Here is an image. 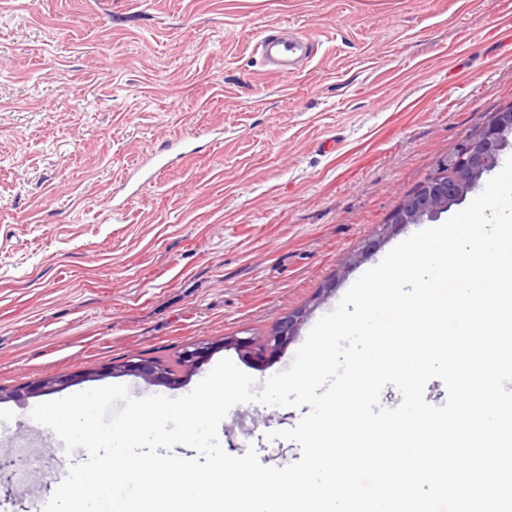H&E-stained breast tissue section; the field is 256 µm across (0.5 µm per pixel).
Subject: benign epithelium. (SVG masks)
Wrapping results in <instances>:
<instances>
[{"mask_svg": "<svg viewBox=\"0 0 512 512\" xmlns=\"http://www.w3.org/2000/svg\"><path fill=\"white\" fill-rule=\"evenodd\" d=\"M511 134L512 104H508L475 134L456 144L453 152L456 160L451 176H430L417 190L403 197L390 221L380 225L375 238L362 244L346 261V265L352 266L366 260L397 229L432 219L448 210L452 204L465 200L483 176L498 165ZM307 319L308 313L303 309L282 317L263 347L256 346L250 337L235 336L228 344L237 350L243 360L260 364L287 346L298 335ZM216 349L217 346L212 343H193L184 348L181 358L187 368L193 369ZM120 370L152 383L176 382V379L150 360H128L120 365Z\"/></svg>", "mask_w": 512, "mask_h": 512, "instance_id": "obj_1", "label": "benign epithelium"}]
</instances>
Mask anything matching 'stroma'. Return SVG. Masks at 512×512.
Returning a JSON list of instances; mask_svg holds the SVG:
<instances>
[{
  "mask_svg": "<svg viewBox=\"0 0 512 512\" xmlns=\"http://www.w3.org/2000/svg\"><path fill=\"white\" fill-rule=\"evenodd\" d=\"M283 25L313 43L285 78L253 52ZM511 101L512 0H0V455L35 463L31 491L0 484V512H43L88 458L37 441L32 409L61 394L27 387L69 374L73 394L177 398L224 358L259 383L286 370L377 264L345 259ZM193 136L198 153L112 209L150 153ZM307 306L265 364L229 346L174 386L107 372L174 364L194 342L262 344ZM302 415L239 404L219 440L282 467L300 449L266 435Z\"/></svg>",
  "mask_w": 512,
  "mask_h": 512,
  "instance_id": "35a3bbf8",
  "label": "stroma"
}]
</instances>
